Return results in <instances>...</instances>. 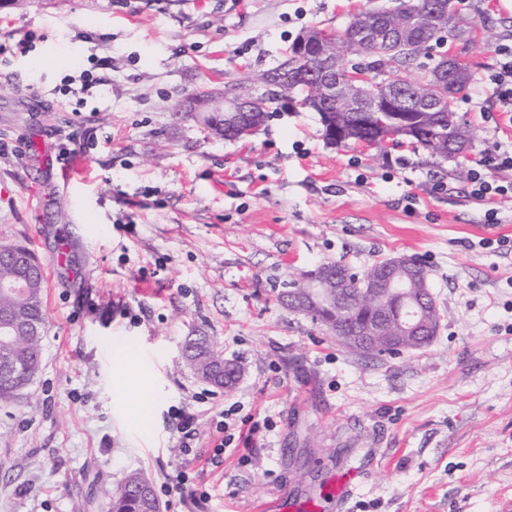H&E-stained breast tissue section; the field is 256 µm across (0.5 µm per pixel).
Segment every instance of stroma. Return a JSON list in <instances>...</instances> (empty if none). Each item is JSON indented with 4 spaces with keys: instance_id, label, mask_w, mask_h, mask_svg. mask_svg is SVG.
I'll return each instance as SVG.
<instances>
[{
    "instance_id": "stroma-1",
    "label": "stroma",
    "mask_w": 512,
    "mask_h": 512,
    "mask_svg": "<svg viewBox=\"0 0 512 512\" xmlns=\"http://www.w3.org/2000/svg\"><path fill=\"white\" fill-rule=\"evenodd\" d=\"M390 0H14L0 9V245L47 271L42 365L0 402V512H106L132 471L162 512H274L359 471L347 512H498L512 497V199L470 194L471 160L512 144L482 77L512 39L506 0H464L474 79L451 100L482 139L453 159L409 146L388 158L333 144L318 113L275 99L243 141L206 136L187 96L282 66L298 35L343 30ZM26 41V52L16 48ZM47 135L86 182L23 158ZM447 191H439V184ZM39 211H32L31 196ZM495 208L501 222L485 228ZM66 267L53 264L60 243ZM410 255L444 318L433 342L385 362L337 343L276 290L327 261L361 270ZM145 311L144 323L132 314ZM213 337L243 376L232 392L181 365L185 337ZM124 342L113 357L114 338ZM155 395L130 415L141 380ZM270 420L198 482L204 506L165 488L182 467L171 412Z\"/></svg>"
}]
</instances>
